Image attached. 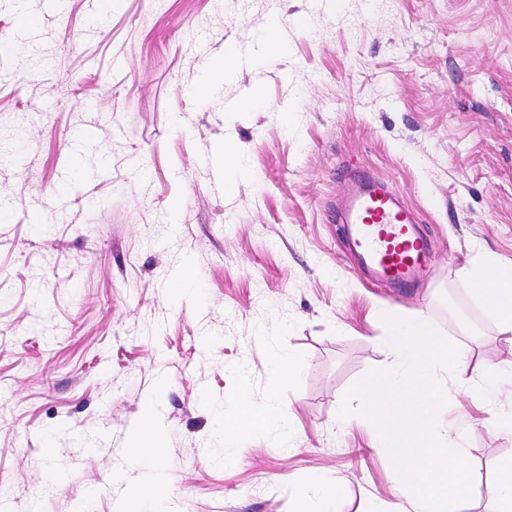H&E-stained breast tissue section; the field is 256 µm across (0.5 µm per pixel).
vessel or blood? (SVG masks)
<instances>
[{
  "label": "vessel or blood",
  "mask_w": 512,
  "mask_h": 512,
  "mask_svg": "<svg viewBox=\"0 0 512 512\" xmlns=\"http://www.w3.org/2000/svg\"><path fill=\"white\" fill-rule=\"evenodd\" d=\"M342 204L332 216L359 267L396 287L410 284L428 259L417 213L383 179L347 170Z\"/></svg>",
  "instance_id": "obj_1"
}]
</instances>
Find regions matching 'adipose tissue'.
Wrapping results in <instances>:
<instances>
[{
	"label": "adipose tissue",
	"instance_id": "obj_1",
	"mask_svg": "<svg viewBox=\"0 0 512 512\" xmlns=\"http://www.w3.org/2000/svg\"><path fill=\"white\" fill-rule=\"evenodd\" d=\"M460 274L469 283L475 302L494 321L501 343L512 350V262L480 252L467 261ZM281 418L275 396H268L266 404L258 409L248 395H240L234 418L225 429V438L230 441L246 437Z\"/></svg>",
	"mask_w": 512,
	"mask_h": 512
}]
</instances>
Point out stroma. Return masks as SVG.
<instances>
[{
  "instance_id": "1",
  "label": "stroma",
  "mask_w": 512,
  "mask_h": 512,
  "mask_svg": "<svg viewBox=\"0 0 512 512\" xmlns=\"http://www.w3.org/2000/svg\"><path fill=\"white\" fill-rule=\"evenodd\" d=\"M0 136L21 151L0 159L13 512H116L138 481L168 512H294L313 477L340 512L399 503L375 427L338 417L384 366L383 315L423 311L470 368L512 359L459 275L481 248L512 261V0H0ZM342 167L418 214L412 287L371 282L328 223ZM274 348L301 356L293 380L273 383ZM273 384L291 447L273 429L225 447L238 393L259 408ZM444 412L483 476L460 512H486L512 436L466 393ZM147 415L163 455L144 466L127 448Z\"/></svg>"
}]
</instances>
